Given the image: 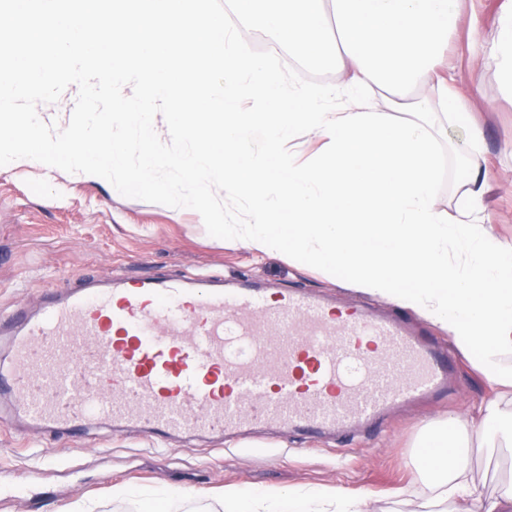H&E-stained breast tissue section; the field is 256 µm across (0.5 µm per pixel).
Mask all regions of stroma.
I'll use <instances>...</instances> for the list:
<instances>
[{
    "label": "stroma",
    "mask_w": 512,
    "mask_h": 512,
    "mask_svg": "<svg viewBox=\"0 0 512 512\" xmlns=\"http://www.w3.org/2000/svg\"><path fill=\"white\" fill-rule=\"evenodd\" d=\"M503 0H463L457 33L448 43V71L482 124L477 164L491 173L485 205L499 237L512 240V101L501 96L484 57ZM63 97L32 95L30 112H108L117 96L133 95L135 83L83 81L64 75ZM126 164L111 179L87 180L70 168L46 171L33 163L0 168V309H37L47 293L82 287L103 276L178 274L246 280L278 290L303 289L337 306L390 309V302L353 288L345 272L327 273L289 259L261 254L216 235L199 213L174 208L157 190L129 184L143 144L132 129L121 132ZM462 129L445 127L436 144L435 205L454 213L465 170L453 151ZM420 332L447 349L457 366L453 391L399 410L350 438L326 436L309 448L300 435L261 431L233 443L217 437H176L159 446L141 431L98 422L68 437L18 422L0 399V512H214L225 486L259 491L336 487L363 501L364 512H432L430 477L417 456L425 427L458 417L469 422L494 388L461 355L447 330L414 317ZM469 471L485 497L512 488V448L487 453L469 447ZM125 488V497L112 495ZM184 493L176 500L172 491Z\"/></svg>",
    "instance_id": "stroma-1"
}]
</instances>
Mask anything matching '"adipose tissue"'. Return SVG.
<instances>
[{"mask_svg":"<svg viewBox=\"0 0 512 512\" xmlns=\"http://www.w3.org/2000/svg\"><path fill=\"white\" fill-rule=\"evenodd\" d=\"M112 4V32L90 38L86 20ZM0 0L22 27L31 52L25 64L0 65V167L32 162L51 170L67 163L82 177L101 180L124 164L113 132L123 124L140 132L147 156L134 183L156 187L158 155L149 107L172 112V133L198 139L191 154L172 160L177 172L165 192L197 209L203 223L259 252L289 251L327 272L343 268L355 287L448 329L462 352L481 349L485 377L500 390L483 402L472 427L456 418L425 436L427 466L438 498L456 496L478 512H512L506 500L484 497L465 477L466 442L512 443V242L500 240L484 216L488 172L472 167L454 214L433 204L436 112L410 97L423 84L439 96V111L458 114L462 96L441 62L459 20V0H237L241 15L262 12L271 49L289 48L312 66H335L336 86L289 76L263 58L227 43L221 16L198 23L196 0ZM193 72L188 85L170 75L172 63ZM501 93L512 98V0H505L489 40ZM132 79L142 95L116 100L95 125L74 115L66 148L54 144L45 119L18 111L25 95L49 90L61 69ZM385 91L378 109L368 89ZM325 142L310 164L284 153L298 132ZM264 150L248 151L254 138ZM242 194L247 226L224 223L207 184L212 171ZM225 512H361L359 499L331 487L253 492L224 489Z\"/></svg>","mask_w":512,"mask_h":512,"instance_id":"obj_1","label":"adipose tissue"}]
</instances>
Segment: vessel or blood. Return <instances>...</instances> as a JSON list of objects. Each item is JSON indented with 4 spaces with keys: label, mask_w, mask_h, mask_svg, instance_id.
Listing matches in <instances>:
<instances>
[{
    "label": "vessel or blood",
    "mask_w": 512,
    "mask_h": 512,
    "mask_svg": "<svg viewBox=\"0 0 512 512\" xmlns=\"http://www.w3.org/2000/svg\"><path fill=\"white\" fill-rule=\"evenodd\" d=\"M3 327L0 395L17 416L74 436L105 419L154 438L267 425L317 440L444 392L455 375L400 316L205 278L78 288Z\"/></svg>",
    "instance_id": "1"
}]
</instances>
